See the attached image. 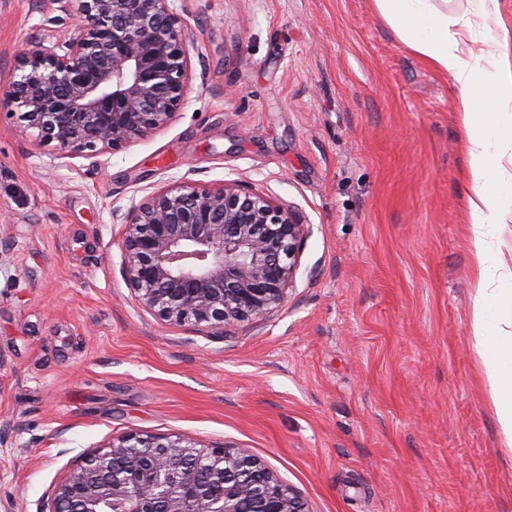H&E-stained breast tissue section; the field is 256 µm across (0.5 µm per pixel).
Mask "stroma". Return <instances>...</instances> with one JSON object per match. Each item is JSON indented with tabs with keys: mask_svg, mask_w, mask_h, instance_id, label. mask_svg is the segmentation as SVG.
I'll return each mask as SVG.
<instances>
[{
	"mask_svg": "<svg viewBox=\"0 0 512 512\" xmlns=\"http://www.w3.org/2000/svg\"><path fill=\"white\" fill-rule=\"evenodd\" d=\"M194 80L170 124L64 156L0 109V512H42L128 435L249 449L305 512H512L471 335L457 88L373 0H174ZM55 0H0V94ZM241 180L309 224L281 308L221 337L159 320L112 214Z\"/></svg>",
	"mask_w": 512,
	"mask_h": 512,
	"instance_id": "obj_1",
	"label": "stroma"
}]
</instances>
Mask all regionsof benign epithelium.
<instances>
[{
	"instance_id": "7a95c632",
	"label": "benign epithelium",
	"mask_w": 512,
	"mask_h": 512,
	"mask_svg": "<svg viewBox=\"0 0 512 512\" xmlns=\"http://www.w3.org/2000/svg\"><path fill=\"white\" fill-rule=\"evenodd\" d=\"M171 0H58L70 33L17 55L0 101L63 155L106 153L167 126L188 100L192 31ZM123 266L159 319L229 335L281 307L310 227L237 181H180L123 214ZM48 512H304L293 489L249 449L126 435L84 455Z\"/></svg>"
}]
</instances>
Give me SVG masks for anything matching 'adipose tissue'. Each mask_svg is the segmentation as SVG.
<instances>
[{
    "mask_svg": "<svg viewBox=\"0 0 512 512\" xmlns=\"http://www.w3.org/2000/svg\"><path fill=\"white\" fill-rule=\"evenodd\" d=\"M412 51L459 90L467 157L468 242L477 270L471 320L499 433L512 449V250L499 246L497 216L512 197V23L500 0H475L473 15H452L448 0H374Z\"/></svg>",
    "mask_w": 512,
    "mask_h": 512,
    "instance_id": "ef3b65f1",
    "label": "adipose tissue"
}]
</instances>
